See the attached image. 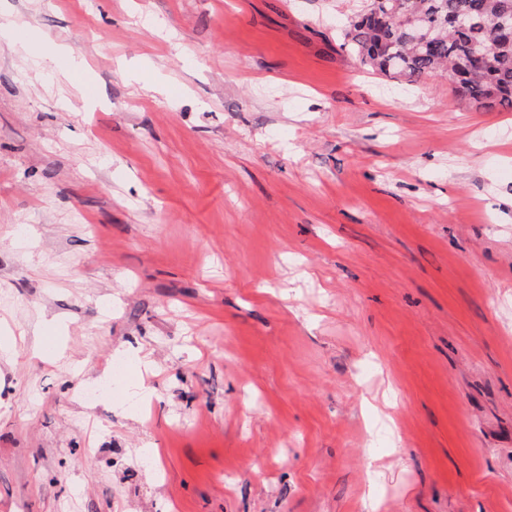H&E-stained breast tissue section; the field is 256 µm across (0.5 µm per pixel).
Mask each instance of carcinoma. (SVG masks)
Instances as JSON below:
<instances>
[{"mask_svg":"<svg viewBox=\"0 0 512 512\" xmlns=\"http://www.w3.org/2000/svg\"><path fill=\"white\" fill-rule=\"evenodd\" d=\"M469 13L472 24L454 27ZM512 19V0H365L347 22L345 46L360 63L393 80L456 81L455 95L484 110L512 108V41L497 20Z\"/></svg>","mask_w":512,"mask_h":512,"instance_id":"obj_1","label":"carcinoma"}]
</instances>
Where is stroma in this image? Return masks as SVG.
<instances>
[{"instance_id":"stroma-1","label":"stroma","mask_w":512,"mask_h":512,"mask_svg":"<svg viewBox=\"0 0 512 512\" xmlns=\"http://www.w3.org/2000/svg\"><path fill=\"white\" fill-rule=\"evenodd\" d=\"M360 5L0 0V512H512V109Z\"/></svg>"}]
</instances>
